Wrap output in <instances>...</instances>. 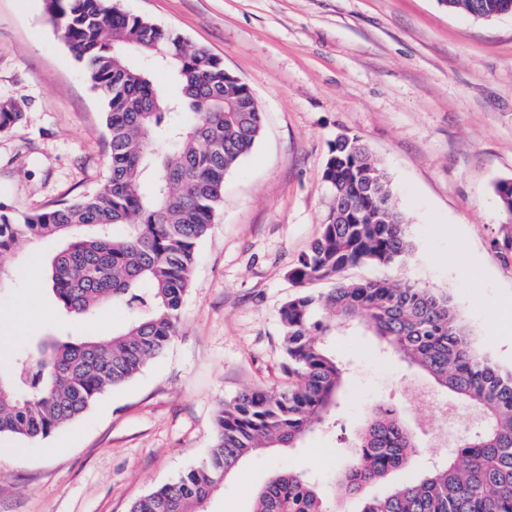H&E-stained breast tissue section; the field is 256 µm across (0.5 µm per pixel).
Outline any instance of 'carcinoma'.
Segmentation results:
<instances>
[{
    "label": "carcinoma",
    "instance_id": "cac0c4a2",
    "mask_svg": "<svg viewBox=\"0 0 512 512\" xmlns=\"http://www.w3.org/2000/svg\"><path fill=\"white\" fill-rule=\"evenodd\" d=\"M507 0H439L477 17L500 14ZM61 34L105 104L107 188L35 213L0 202V255L21 238H60L45 281L65 314L91 316L105 301L130 320L107 341L38 342L0 373V435L48 437L79 417L105 390L121 385L177 334L198 243L224 198V178L251 153L262 113L249 87L223 62L177 32L123 12L116 0H46ZM141 56L135 64L129 56ZM179 88L169 98L152 71ZM22 117L0 102V133ZM323 178L332 200L320 233L289 271L299 291L280 310L287 356L284 389L249 390L224 403L216 444L202 463L136 500L130 512H205L224 478L260 448H297L328 421L341 400L345 369L331 347L342 328L376 336L410 369L458 404L475 409L480 428L464 431L447 462L416 482L365 499L357 512H512V372L479 353L450 298L389 279L344 277L360 263L407 258L405 219L388 176L368 147L340 134ZM507 222L490 248L512 262V181L496 186ZM332 288L310 293L307 285ZM340 487L354 497L403 468L423 448L404 411L376 406L355 428ZM254 512H336L306 475L283 470L260 490Z\"/></svg>",
    "mask_w": 512,
    "mask_h": 512
}]
</instances>
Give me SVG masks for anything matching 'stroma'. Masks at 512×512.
Listing matches in <instances>:
<instances>
[{
  "label": "stroma",
  "instance_id": "35a3bbf8",
  "mask_svg": "<svg viewBox=\"0 0 512 512\" xmlns=\"http://www.w3.org/2000/svg\"><path fill=\"white\" fill-rule=\"evenodd\" d=\"M120 8L180 32L220 58L252 90L262 135L224 179V202L196 262L177 335L126 383L78 418L34 441L0 435V512H129L153 489L200 464L215 445L222 403L288 378L279 310L288 278L330 207L322 172L337 133L360 137L380 161L404 215L412 252L394 266L359 264L351 280L391 279L450 297L478 352L512 371L496 308L512 299V264L490 241L506 216L495 186L512 180V13L479 18L438 0H119ZM23 116L0 133V200L32 213L104 189L105 107L60 34L44 0H0V100ZM57 243L17 242L0 257V354L14 357L47 336L106 339L128 321L105 303L88 319L34 287L33 264ZM42 311L18 317L21 302ZM333 347L349 371L328 425L302 447L243 461L209 512H252L278 470L307 473L332 494L350 455L352 428L379 402L421 425L422 453L361 498L418 479L477 419H449L448 397L349 330ZM361 498L343 499L357 512Z\"/></svg>",
  "mask_w": 512,
  "mask_h": 512
}]
</instances>
